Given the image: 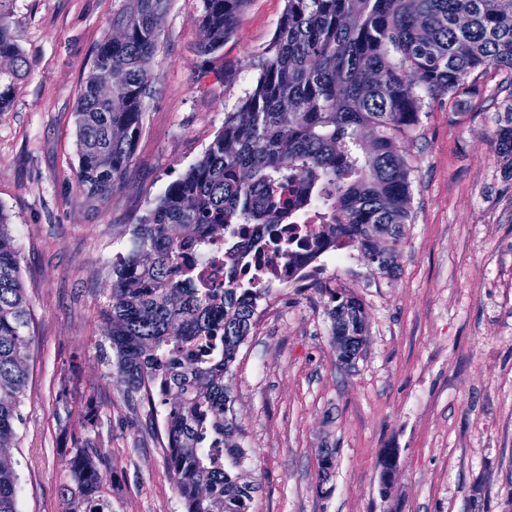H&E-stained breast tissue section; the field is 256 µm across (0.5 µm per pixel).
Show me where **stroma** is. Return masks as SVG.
Masks as SVG:
<instances>
[{"instance_id":"35a3bbf8","label":"stroma","mask_w":512,"mask_h":512,"mask_svg":"<svg viewBox=\"0 0 512 512\" xmlns=\"http://www.w3.org/2000/svg\"><path fill=\"white\" fill-rule=\"evenodd\" d=\"M121 0H12L28 64L0 112V210L31 314L29 382L11 454L19 512H66L61 455L91 439L109 512H185L163 450V406L131 404L103 358L100 318L132 224L204 155L251 90L286 0H251L224 44L225 81L199 75L200 0H172L158 77L121 190L76 185L74 109ZM501 73L477 94L426 99L400 146L411 221L389 275L354 252L312 284L261 302L230 381L259 486L254 512H512V181L491 145ZM363 305L367 341L339 365L327 289ZM101 407L90 433L77 410ZM333 450V466L321 459ZM391 463L388 496L378 493Z\"/></svg>"}]
</instances>
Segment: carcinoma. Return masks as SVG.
<instances>
[{"label": "carcinoma", "mask_w": 512, "mask_h": 512, "mask_svg": "<svg viewBox=\"0 0 512 512\" xmlns=\"http://www.w3.org/2000/svg\"><path fill=\"white\" fill-rule=\"evenodd\" d=\"M0 0V112L27 73ZM250 0H201L197 55L201 75L222 56ZM170 0H122L112 30L97 47L75 114L76 184L96 205L121 188L155 92L152 60ZM506 72L497 93L492 145L512 180V0H286L253 87L203 157L168 186L132 229V247L112 264V292L101 315L110 364L127 399L166 407L164 448L186 512H251L256 484L239 472L232 374L251 333L260 288L216 295L186 254L231 224H279L292 206L323 204L335 234L357 244L376 269L397 268L383 245L411 221L412 167L399 141L420 124L424 96L471 93L470 75ZM112 102L97 95L109 73ZM381 73L382 86L364 80ZM295 181L305 195L288 198ZM329 316L338 362L350 364L366 343L365 313L353 296L331 288ZM30 323L18 253L0 211V449L17 440L28 379ZM85 428L99 408L79 410ZM104 459L83 442L63 459L74 487L68 512H105ZM207 487V496L201 488ZM0 512L17 510V472L0 456Z\"/></svg>", "instance_id": "1"}]
</instances>
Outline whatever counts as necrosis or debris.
<instances>
[{
  "mask_svg": "<svg viewBox=\"0 0 512 512\" xmlns=\"http://www.w3.org/2000/svg\"><path fill=\"white\" fill-rule=\"evenodd\" d=\"M281 230L308 241L307 246L294 248L289 264H281L269 226L253 224L249 225L247 235L221 236L206 243L193 260L199 273L221 291L246 280L264 289L297 288L310 282L314 274L344 264L348 258L350 242L325 230L320 208L309 206L291 212ZM255 240L262 244V251L249 249L243 259L229 261L228 250L232 245Z\"/></svg>",
  "mask_w": 512,
  "mask_h": 512,
  "instance_id": "obj_1",
  "label": "necrosis or debris"
}]
</instances>
